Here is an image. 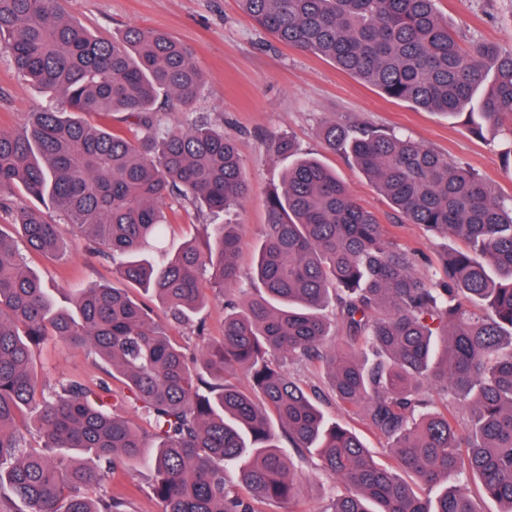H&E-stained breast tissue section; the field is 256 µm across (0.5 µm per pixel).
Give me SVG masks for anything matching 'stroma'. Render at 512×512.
<instances>
[{
    "label": "stroma",
    "instance_id": "obj_1",
    "mask_svg": "<svg viewBox=\"0 0 512 512\" xmlns=\"http://www.w3.org/2000/svg\"><path fill=\"white\" fill-rule=\"evenodd\" d=\"M61 7L69 19L96 35L118 38L137 25L165 31L192 48L204 75L201 89L190 110L159 103V123L165 128H185L202 122L235 139L249 194L240 207L221 215L170 197L163 206L173 225L165 249L173 255L200 240L207 224L244 225L238 267L240 286L247 293H254L258 286L252 261L267 222L266 197L280 186L288 166L287 158L272 150L279 135L292 136L301 153L336 169L354 198L400 243L430 258L445 249H458L459 241L431 236L422 226L398 218L343 153L325 148L319 136L323 123L336 121L409 136L480 174L501 199H512V163L504 159L512 140L503 132L490 128L477 136L446 117L385 97L331 61L286 46L261 31L238 0H61ZM437 8L462 39L488 41L501 52L512 51V0H437ZM52 102V96L25 81L10 57L0 53V133L19 130L28 113ZM26 261L62 308L69 307L77 289L93 284L125 286L111 260L86 247L61 259L30 252ZM36 360L51 385L102 375L83 347L53 339L40 346ZM294 472L299 502L306 512H322L332 478L319 472L314 463L299 460ZM151 478L144 467L129 468L116 474L112 490L130 494L132 512H161L151 494Z\"/></svg>",
    "mask_w": 512,
    "mask_h": 512
}]
</instances>
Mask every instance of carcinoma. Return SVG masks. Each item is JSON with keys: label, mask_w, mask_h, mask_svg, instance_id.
Segmentation results:
<instances>
[{"label": "carcinoma", "mask_w": 512, "mask_h": 512, "mask_svg": "<svg viewBox=\"0 0 512 512\" xmlns=\"http://www.w3.org/2000/svg\"><path fill=\"white\" fill-rule=\"evenodd\" d=\"M239 2L279 41L473 134L512 117V52L461 44L436 0ZM0 50L61 104L0 133V193L32 201L14 225L24 247L53 257L94 244L202 341L189 351L122 288L81 289L73 308L57 307L0 225V488L27 512H130L112 476L141 464L162 512H259L297 493L294 453L336 479L323 512H478L472 479L512 512V202L404 136L323 125L327 147L344 151L405 222L465 243L421 276L418 254L282 135L273 150L292 162L266 200L252 266L262 290L246 297L243 225L214 224L200 245L163 252L167 198L224 213L248 192L223 132L155 121L160 95L186 107L200 89L190 48L136 26L120 40L95 37L58 0H0ZM114 112L136 130L83 119ZM52 212L75 229L70 243ZM208 290L225 296L217 341L194 320ZM337 334L341 348L329 341ZM49 337L89 347L156 447L106 409V380L47 385L34 357ZM316 363L342 407L387 441L392 463L328 419L319 392L288 370ZM240 371L250 388L234 382Z\"/></svg>", "instance_id": "obj_1"}]
</instances>
